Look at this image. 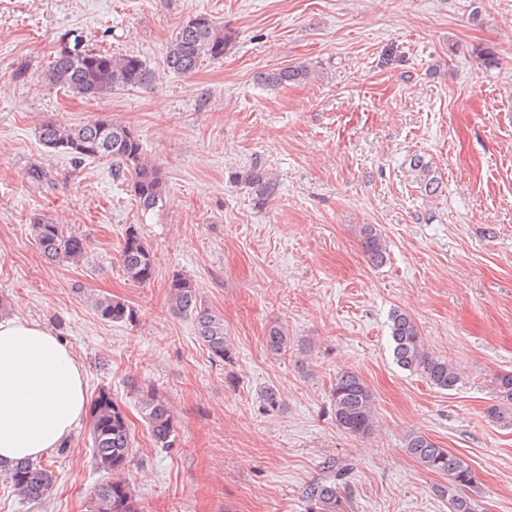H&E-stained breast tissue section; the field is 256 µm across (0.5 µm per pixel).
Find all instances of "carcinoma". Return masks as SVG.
<instances>
[{
    "label": "carcinoma",
    "instance_id": "carcinoma-1",
    "mask_svg": "<svg viewBox=\"0 0 512 512\" xmlns=\"http://www.w3.org/2000/svg\"><path fill=\"white\" fill-rule=\"evenodd\" d=\"M234 39L235 33L219 27L208 15L199 14L182 25L171 39L164 64L171 71L191 75L205 60L223 58ZM308 75L307 67L298 64L262 72L256 79L265 87L278 88L300 83ZM46 79L54 86L92 100L115 90L148 85L154 79V72L137 54L95 51L76 40L73 45L57 50L48 66ZM39 137L46 148L67 153L79 161L111 160L116 176L130 177L140 208L152 210L162 202L166 188L162 169L146 158L138 134L130 127L106 117L80 127L49 118L41 123ZM413 170L419 173L426 195H437L439 181L431 174L430 166L416 157ZM235 178L247 185L254 205L259 208L268 205L275 194L276 179L257 163ZM30 228L44 259L50 263H78L88 252L87 239L65 230L60 224L36 218ZM360 242L363 253L373 265L381 266L388 261L387 242L375 225H362ZM120 263L123 274L134 283L145 284L153 278L154 255L132 226L125 232ZM94 308L97 315L108 322L132 323L136 320L135 310L121 299L101 296L95 300ZM169 308L175 315L193 317L198 341L213 358L231 360L233 345L224 331V318L202 303L190 279L177 277L172 280ZM390 334L393 356L400 368L424 377L442 390H452L461 381V370L457 365L425 347L418 325L408 312L402 309L391 312ZM290 343L284 326L273 324L268 328L265 346L270 353L282 356L290 350ZM493 389L512 402V372L497 373L493 377ZM137 394L155 446L171 447L175 429L168 402L151 386L137 387ZM330 406L336 425L342 431L362 437L372 432L375 401L357 372L344 370L336 375L330 390ZM90 415L94 463L97 469L111 475V479L94 488L87 512H141L134 489L124 477L133 451L128 418L112 399L110 390L105 388L99 389ZM405 451L421 469L447 477L448 482L437 491L448 498L450 512H478V504L466 493L473 484V472L460 457L421 434L409 436ZM321 470V477L305 486L304 498L312 506V512H344L340 487L347 467L330 458L323 462ZM3 472L13 491L28 503H43L54 487L52 472L39 462L16 461Z\"/></svg>",
    "mask_w": 512,
    "mask_h": 512
}]
</instances>
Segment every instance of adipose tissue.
Returning a JSON list of instances; mask_svg holds the SVG:
<instances>
[{"label":"adipose tissue","mask_w":512,"mask_h":512,"mask_svg":"<svg viewBox=\"0 0 512 512\" xmlns=\"http://www.w3.org/2000/svg\"><path fill=\"white\" fill-rule=\"evenodd\" d=\"M87 404L65 343L38 324L0 318V463L48 456L84 420Z\"/></svg>","instance_id":"1"}]
</instances>
